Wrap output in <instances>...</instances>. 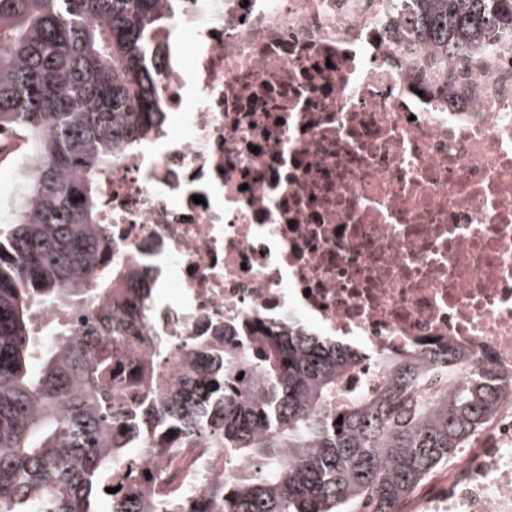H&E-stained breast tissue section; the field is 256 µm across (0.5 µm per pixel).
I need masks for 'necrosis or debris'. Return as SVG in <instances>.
<instances>
[{
  "label": "necrosis or debris",
  "mask_w": 512,
  "mask_h": 512,
  "mask_svg": "<svg viewBox=\"0 0 512 512\" xmlns=\"http://www.w3.org/2000/svg\"><path fill=\"white\" fill-rule=\"evenodd\" d=\"M149 50L162 124L120 149L101 223L146 336L227 327L331 336L354 352L329 410L388 381L380 361L452 344L512 376V37L449 58L441 98L399 63L387 0H156ZM14 145L22 196L43 161ZM484 448L412 512H512V396ZM184 492L257 469L197 445L168 461Z\"/></svg>",
  "instance_id": "obj_1"
}]
</instances>
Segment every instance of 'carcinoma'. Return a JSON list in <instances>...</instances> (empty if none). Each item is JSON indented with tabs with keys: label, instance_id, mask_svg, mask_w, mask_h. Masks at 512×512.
<instances>
[{
	"label": "carcinoma",
	"instance_id": "cac0c4a2",
	"mask_svg": "<svg viewBox=\"0 0 512 512\" xmlns=\"http://www.w3.org/2000/svg\"><path fill=\"white\" fill-rule=\"evenodd\" d=\"M393 50L432 72L448 55L475 67L512 35V0H388ZM155 0H0V129L44 157L30 200L0 232V512H399L487 426L506 379L452 345L383 361L388 382L341 410L323 406L352 357L278 324L247 342L224 333L187 345L203 374L166 388L151 336L145 362L122 347L153 316L126 286L98 222L113 152L155 122L145 51ZM119 299L117 312L94 306ZM60 317L36 332L45 309ZM257 375L254 388L237 379ZM342 423H336L338 417ZM205 442L225 464L264 466L211 496L154 490L161 462ZM118 488L114 493L106 488Z\"/></svg>",
	"mask_w": 512,
	"mask_h": 512
}]
</instances>
